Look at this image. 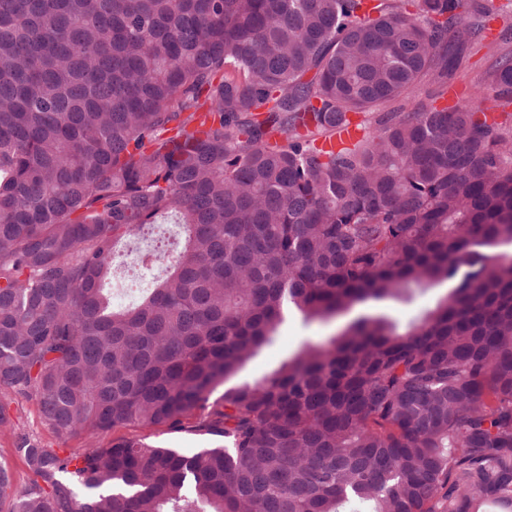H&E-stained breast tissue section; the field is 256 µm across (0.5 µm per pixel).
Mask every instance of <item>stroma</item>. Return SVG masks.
Listing matches in <instances>:
<instances>
[{"label":"stroma","mask_w":512,"mask_h":512,"mask_svg":"<svg viewBox=\"0 0 512 512\" xmlns=\"http://www.w3.org/2000/svg\"><path fill=\"white\" fill-rule=\"evenodd\" d=\"M469 13H462L456 29V39L463 44L464 50L456 62V68L448 80L447 87L426 80L420 83L404 99L389 104L392 112H412L423 107L467 106L476 111L499 114V102L489 84L488 70L494 60L493 54L503 46L504 38L512 36V15L489 20L480 36H473ZM183 230L174 220L162 221L153 231L136 238L121 240L117 246L120 264L114 270L112 283L119 289L153 288L165 276L164 269L151 271L134 265L138 251L150 248L161 236L182 237ZM444 287L437 286L416 291L407 303L383 302L369 304V311L381 313L398 326H406L424 311L435 306L444 294ZM340 327L339 321L329 323H304L299 317L292 316L282 325L276 340L264 347L258 356L245 368L241 377L252 380L272 371L288 355L293 354L302 342L318 341L333 335ZM7 411L11 425L0 431V463L6 464L14 477L17 489H24L31 481V474L22 456L15 450V441L19 435H27L40 446L52 448L60 454L68 455L81 452L87 445L109 447L119 440H140L164 448H175L193 453L204 448L220 445V438L195 431L193 419H186L184 428L174 431L165 427L127 426L117 427L97 435L94 440L75 437L60 439L54 431L41 420L34 400H26L12 395L6 396Z\"/></svg>","instance_id":"stroma-1"}]
</instances>
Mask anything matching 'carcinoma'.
<instances>
[{
	"instance_id": "cac0c4a2",
	"label": "carcinoma",
	"mask_w": 512,
	"mask_h": 512,
	"mask_svg": "<svg viewBox=\"0 0 512 512\" xmlns=\"http://www.w3.org/2000/svg\"><path fill=\"white\" fill-rule=\"evenodd\" d=\"M464 0H0V395L61 437L8 512H512V115L370 111L444 82ZM475 33L494 0H471ZM512 104V50L489 69ZM210 115L203 136L186 133ZM379 129L369 131L371 122ZM350 126L354 143L325 151ZM167 278L112 305L116 240ZM456 282L237 377L297 313ZM223 393L211 396L219 388ZM0 399L9 403L7 411L11 419V426L0 431V463L8 466L13 474L15 487L19 491L27 487L32 478L23 457L15 451L17 436L22 434L36 441L43 448H54L61 455L79 453L89 444L106 448L112 445L113 441L119 440H140L164 448H175L186 453L224 444L223 438L194 431V418L184 420V429L180 431L159 426H127L100 433L92 441H87L82 437L64 441L43 423L34 400H26L13 395H2Z\"/></svg>"
}]
</instances>
